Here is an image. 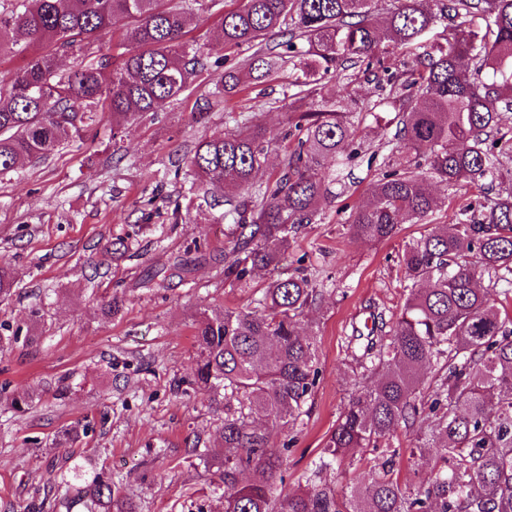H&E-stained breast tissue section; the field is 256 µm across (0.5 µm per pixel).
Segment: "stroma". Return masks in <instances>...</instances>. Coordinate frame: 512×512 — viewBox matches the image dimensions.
I'll return each instance as SVG.
<instances>
[{"mask_svg": "<svg viewBox=\"0 0 512 512\" xmlns=\"http://www.w3.org/2000/svg\"><path fill=\"white\" fill-rule=\"evenodd\" d=\"M222 0L197 11L193 35L201 51L225 55L221 68L194 78L179 99L130 121L121 142L110 122L83 140L62 145L45 159L0 176V266L15 281L0 299V324L21 327L27 342L0 345V512H26L60 468L79 465L85 476L110 470L137 512H221L222 501L203 462L187 454L199 438L213 447L224 421V399L193 390L194 324L201 309L240 308L259 299L269 275L255 272L248 287L224 281L223 265L196 261L197 248L224 249V196L195 187L188 153L202 139L262 128L268 145L256 183L272 179L292 140L287 112L295 89L291 66L267 83L217 95L225 71L242 52L224 53ZM382 74L328 75L322 95L376 99ZM359 155L344 166L324 162L334 194L317 223L299 228L288 251L287 272L301 271L318 291L304 318L315 339L321 378L307 415L294 427L271 426L274 446L291 441L285 456L288 489L304 484L327 435L359 380L350 363L370 313L392 317L406 296L400 260L408 242L428 230L401 224L392 240L371 244L352 236L343 207L355 203L388 161L397 114L352 117ZM135 234L130 257L112 260L105 248ZM190 259L185 280H161L175 258ZM124 296L111 317L95 296ZM67 378L59 400L52 387ZM35 389V409L18 416L12 397ZM92 430L68 448L55 447L67 427Z\"/></svg>", "mask_w": 512, "mask_h": 512, "instance_id": "obj_1", "label": "stroma"}]
</instances>
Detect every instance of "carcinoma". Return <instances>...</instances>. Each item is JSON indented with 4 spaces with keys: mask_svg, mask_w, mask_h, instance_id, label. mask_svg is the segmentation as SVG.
Instances as JSON below:
<instances>
[{
    "mask_svg": "<svg viewBox=\"0 0 512 512\" xmlns=\"http://www.w3.org/2000/svg\"><path fill=\"white\" fill-rule=\"evenodd\" d=\"M185 0H10L0 2V57L30 52L27 62L0 80V175L38 161L112 119V139L135 116L182 95L191 79L212 67L195 47ZM491 19L492 43L474 45L470 17ZM451 19L444 41H434L416 67L388 79L387 99L401 113L388 170L349 210L351 233L381 243L413 220L429 232L405 245L404 278L412 281L400 314L388 323L372 315L362 354L354 360L364 382L349 397L327 436L319 464L295 491L284 487L282 447L271 445L267 426L295 424L306 413L318 382L317 350L302 334L301 317L316 300L302 275L269 279L255 307L200 311L196 367L190 385L224 391V425L216 448L204 455L223 490V512H512V317H501L497 297H512V191L461 210L469 222L435 221L436 198L428 178L465 183L482 196L512 173L498 154L512 138L497 129V115L512 111V0H392L384 18L375 0H233L221 19L224 50L254 52L224 73V91L276 76L293 65L298 100L317 95L328 73L383 66L391 49L419 45L437 17ZM129 20L116 56L96 55V41ZM286 39L271 47L270 34ZM27 45L15 49L13 36ZM80 58L61 69V55ZM471 57L472 67L460 60ZM295 147L279 176L254 185L266 161L262 130L249 126L202 140L189 166L207 191L224 194L230 232L219 258L224 280L244 286L255 270L270 273L287 259L291 237L312 224L331 196L321 162L343 165L358 156L348 113L334 103L288 113ZM492 287L479 288L483 276ZM504 282L507 288L497 291ZM430 430L411 455L431 454L427 480L413 488L395 477L400 449L383 447L398 429ZM357 448L381 450L379 471L349 487L339 500L327 479L331 467ZM50 507L71 512H136L112 482L90 479L73 466L53 477Z\"/></svg>",
    "mask_w": 512,
    "mask_h": 512,
    "instance_id": "1",
    "label": "carcinoma"
}]
</instances>
